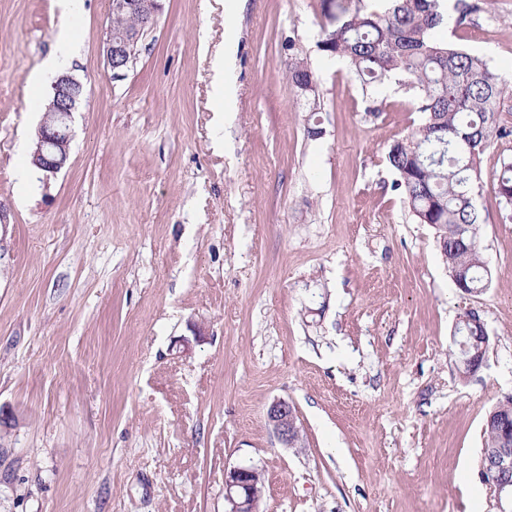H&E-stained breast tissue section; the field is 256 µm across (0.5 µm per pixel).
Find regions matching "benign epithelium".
Masks as SVG:
<instances>
[{
  "instance_id": "benign-epithelium-1",
  "label": "benign epithelium",
  "mask_w": 512,
  "mask_h": 512,
  "mask_svg": "<svg viewBox=\"0 0 512 512\" xmlns=\"http://www.w3.org/2000/svg\"><path fill=\"white\" fill-rule=\"evenodd\" d=\"M113 13L134 12L140 27L123 33L107 30L105 52L112 80L127 76L129 47L141 32L153 27L160 11V0H110ZM85 98L83 83L69 73L59 75L52 85L49 112L44 114L35 131L34 166L45 178L60 173L68 164L73 140V114ZM267 419L279 441L287 447L300 442L301 432L294 406L284 399L272 401ZM487 465L482 474L497 499L499 512H512V448H491L486 452ZM261 471L252 466L232 467L224 474L226 512H259L263 489L258 487Z\"/></svg>"
}]
</instances>
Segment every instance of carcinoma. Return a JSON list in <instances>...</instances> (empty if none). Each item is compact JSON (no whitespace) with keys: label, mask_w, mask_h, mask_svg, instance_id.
I'll return each instance as SVG.
<instances>
[{"label":"carcinoma","mask_w":512,"mask_h":512,"mask_svg":"<svg viewBox=\"0 0 512 512\" xmlns=\"http://www.w3.org/2000/svg\"><path fill=\"white\" fill-rule=\"evenodd\" d=\"M319 9L317 48L344 62L362 93L394 79L413 92L420 120L387 152L394 188L412 219L434 228L455 287L471 296L482 294L490 283L480 247L484 220L477 208L482 156L493 140L512 136V125L500 119L512 86L486 59L437 36L448 25L441 0H379L374 9L365 0H319ZM139 24L134 13L112 15L115 30ZM287 77L308 101L307 136L321 138L324 131L315 120L321 112L318 79L311 63L291 56ZM495 195L504 215L512 214V159L507 156L500 158ZM510 403L512 396L487 413L484 447L512 446L498 427Z\"/></svg>","instance_id":"cac0c4a2"}]
</instances>
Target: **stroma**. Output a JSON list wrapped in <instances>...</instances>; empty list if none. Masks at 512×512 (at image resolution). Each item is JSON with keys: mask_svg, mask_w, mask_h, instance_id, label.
I'll return each instance as SVG.
<instances>
[{"mask_svg": "<svg viewBox=\"0 0 512 512\" xmlns=\"http://www.w3.org/2000/svg\"><path fill=\"white\" fill-rule=\"evenodd\" d=\"M469 2L443 37L512 83V0ZM62 20L58 0H0V512H224L239 465L263 474L260 512H498L480 465L484 418L512 395L495 198L512 137L483 155L491 284L465 296L385 160L413 97H363L322 58L317 0H161L121 81L108 0H78L70 160L23 185L52 91L32 79ZM293 54L319 77L317 140ZM470 309L490 345L464 382L449 348ZM276 399L298 447L267 422ZM267 419L279 441L286 447H293L300 442L296 410L288 401L273 400L267 409Z\"/></svg>", "mask_w": 512, "mask_h": 512, "instance_id": "stroma-1", "label": "stroma"}]
</instances>
